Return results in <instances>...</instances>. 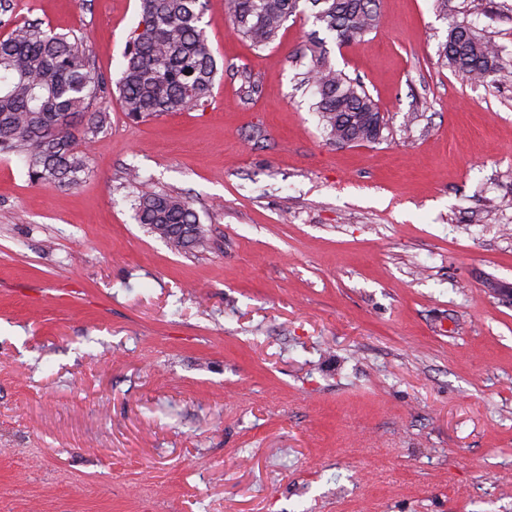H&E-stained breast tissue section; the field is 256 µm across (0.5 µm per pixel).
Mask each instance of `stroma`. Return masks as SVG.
<instances>
[{
    "label": "stroma",
    "instance_id": "35a3bbf8",
    "mask_svg": "<svg viewBox=\"0 0 512 512\" xmlns=\"http://www.w3.org/2000/svg\"><path fill=\"white\" fill-rule=\"evenodd\" d=\"M9 2L117 79L139 0ZM451 16L512 67V0H381L327 41L374 144L312 109V19L256 51L206 0L205 105L109 100L70 190L0 155V512H512V84L439 66ZM141 188L209 250L138 224ZM133 202L139 223L177 252L187 254L209 248L208 231L185 198L162 191H145L136 195ZM190 230L191 235L181 236L183 231Z\"/></svg>",
    "mask_w": 512,
    "mask_h": 512
}]
</instances>
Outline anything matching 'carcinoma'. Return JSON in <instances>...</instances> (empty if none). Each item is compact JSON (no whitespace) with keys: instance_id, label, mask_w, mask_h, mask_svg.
I'll list each match as a JSON object with an SVG mask.
<instances>
[{"instance_id":"carcinoma-1","label":"carcinoma","mask_w":512,"mask_h":512,"mask_svg":"<svg viewBox=\"0 0 512 512\" xmlns=\"http://www.w3.org/2000/svg\"><path fill=\"white\" fill-rule=\"evenodd\" d=\"M300 0H225L234 34L255 50L274 44ZM314 23L346 45L377 28L380 0H311ZM204 0H140L141 20L129 42L118 99L127 116H150L197 107L212 96L217 63L202 26ZM305 80L314 87L316 112L329 140L338 145L383 140L384 116L356 79L332 65L313 38ZM442 65L474 82L500 84L512 70L500 48L463 21L448 24L439 50ZM112 90L92 73L83 39L38 22L16 25L0 39V154H13L30 181L59 188L79 184L87 169L80 149L108 122L99 109ZM139 223L178 252L209 248L207 229L185 198L162 191L134 198Z\"/></svg>"}]
</instances>
